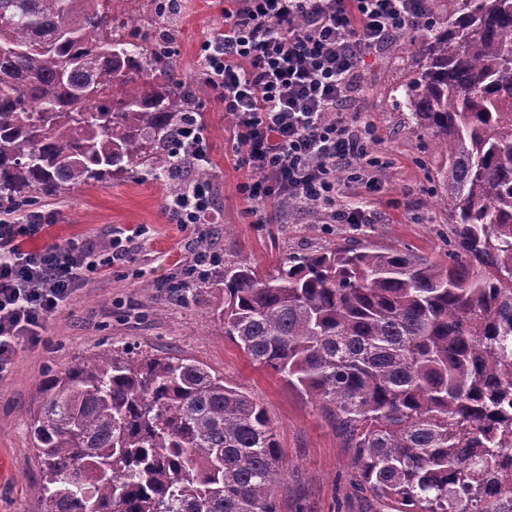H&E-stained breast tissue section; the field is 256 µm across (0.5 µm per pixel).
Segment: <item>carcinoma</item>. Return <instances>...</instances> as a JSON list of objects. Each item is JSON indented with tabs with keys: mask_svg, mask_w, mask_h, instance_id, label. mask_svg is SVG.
I'll list each match as a JSON object with an SVG mask.
<instances>
[{
	"mask_svg": "<svg viewBox=\"0 0 512 512\" xmlns=\"http://www.w3.org/2000/svg\"><path fill=\"white\" fill-rule=\"evenodd\" d=\"M123 0H0V210L107 179L186 192L191 89ZM394 106L441 152L448 264L402 249L208 259L228 336L304 393L388 512H512V0L419 17ZM45 512H280L264 408L196 361L130 346L37 382Z\"/></svg>",
	"mask_w": 512,
	"mask_h": 512,
	"instance_id": "cac0c4a2",
	"label": "carcinoma"
}]
</instances>
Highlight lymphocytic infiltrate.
<instances>
[{"instance_id": "obj_1", "label": "lymphocytic infiltrate", "mask_w": 512, "mask_h": 512, "mask_svg": "<svg viewBox=\"0 0 512 512\" xmlns=\"http://www.w3.org/2000/svg\"><path fill=\"white\" fill-rule=\"evenodd\" d=\"M224 28L203 44L205 80L234 118L252 178L239 190L264 223L265 205L291 199L329 223L361 224L363 207L341 204L337 173L373 186L368 146L375 128L342 108L359 65L406 29L427 0H228ZM39 224L0 223V377L19 350L38 343L48 320L100 265L126 260L132 237L109 250L87 241L25 250Z\"/></svg>"}]
</instances>
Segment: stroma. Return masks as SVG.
Masks as SVG:
<instances>
[{"label": "stroma", "instance_id": "1", "mask_svg": "<svg viewBox=\"0 0 512 512\" xmlns=\"http://www.w3.org/2000/svg\"><path fill=\"white\" fill-rule=\"evenodd\" d=\"M146 0L124 10L142 43L173 44L171 60L197 89L209 150L206 225L170 223L164 189L148 179L107 180L44 199L36 210L47 228L24 249L85 239L98 246L113 235L144 227L132 259L97 271L91 284L46 324L36 347L22 348L13 371L0 379V512H44L42 463L31 439L30 415L39 405L35 385L50 369L63 370L85 355L130 344L139 352L179 355L207 366L264 407L281 445L274 496L281 512H383L380 502L353 482V451L332 419L279 375L254 365L224 334L214 313L215 293L201 287L180 294L173 278L192 265L201 247L230 260L244 258L266 274L284 254L336 246L409 248L433 261L447 259L451 240L448 201L437 184L438 155L427 134L413 130L391 105L390 89L404 81L410 46L390 40L361 68L362 89L351 103L373 122L370 146L381 160L379 190L340 181L341 197L362 202L366 224H328L323 214L268 202L267 221L254 223L239 185L250 169L241 162L233 124L202 79V43L224 28L225 0H182L166 23L145 17Z\"/></svg>", "mask_w": 512, "mask_h": 512}]
</instances>
